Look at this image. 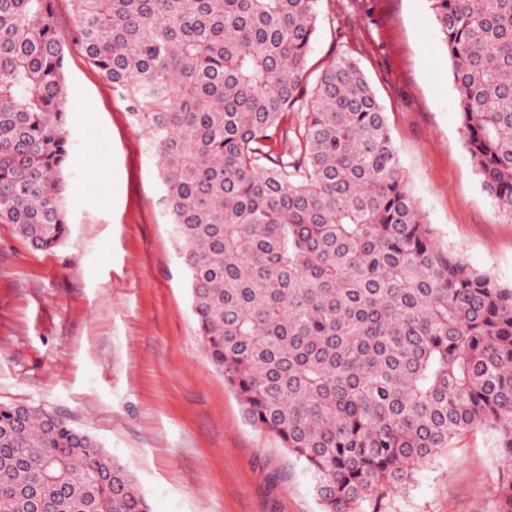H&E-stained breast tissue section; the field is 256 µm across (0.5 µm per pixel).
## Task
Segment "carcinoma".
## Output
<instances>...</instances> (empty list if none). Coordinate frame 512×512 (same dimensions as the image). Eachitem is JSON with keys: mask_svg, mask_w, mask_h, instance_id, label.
<instances>
[{"mask_svg": "<svg viewBox=\"0 0 512 512\" xmlns=\"http://www.w3.org/2000/svg\"><path fill=\"white\" fill-rule=\"evenodd\" d=\"M55 0H0V221L67 232ZM74 44L157 159L198 335L322 512H388L465 432L512 459V287L442 247L369 81L307 95L319 0H69ZM485 192L512 219V0H430ZM305 112L295 138L281 116ZM497 512H512V468ZM0 512H151L134 475L40 407L0 405Z\"/></svg>", "mask_w": 512, "mask_h": 512, "instance_id": "obj_1", "label": "carcinoma"}]
</instances>
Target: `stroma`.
<instances>
[{"label":"stroma","mask_w":512,"mask_h":512,"mask_svg":"<svg viewBox=\"0 0 512 512\" xmlns=\"http://www.w3.org/2000/svg\"><path fill=\"white\" fill-rule=\"evenodd\" d=\"M62 23L71 156L68 233L40 251L0 222V404L45 408L125 464L152 512H321L315 481L252 427L210 364L155 158L126 99ZM309 64L353 58L382 105L409 189L439 244L512 286V220L464 146L428 0H319ZM503 459L462 435L389 512H494Z\"/></svg>","instance_id":"35a3bbf8"}]
</instances>
